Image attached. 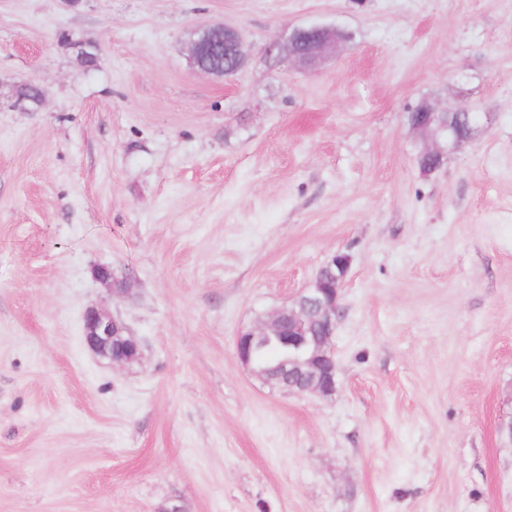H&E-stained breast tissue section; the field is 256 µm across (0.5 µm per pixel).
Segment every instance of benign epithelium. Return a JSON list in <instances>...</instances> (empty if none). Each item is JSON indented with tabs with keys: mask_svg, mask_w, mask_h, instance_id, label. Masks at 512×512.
<instances>
[{
	"mask_svg": "<svg viewBox=\"0 0 512 512\" xmlns=\"http://www.w3.org/2000/svg\"><path fill=\"white\" fill-rule=\"evenodd\" d=\"M223 40L224 62L226 65L216 69L203 65L211 58L216 48V39ZM344 39L341 31L325 25L301 26L293 29L286 48L288 60L303 65L315 66ZM247 48L240 34L222 24H214L202 29L192 41L190 60L193 67L201 72L227 76L237 73L246 62ZM426 119L411 125L412 130L427 133L432 143L426 145L420 158L428 165L431 172L440 168L447 159V154L454 151L463 142L471 138L475 123L466 122L465 129L460 130L452 124L433 126L441 113L434 107L427 106ZM327 264L337 268L332 283L322 288L317 284L299 292L296 299L303 300L318 309L323 335H314V329L297 311L287 307L276 310L268 320L242 331L236 340V355L240 363L251 369L259 378H265L251 358L254 341L276 339L288 346V360L285 372L290 377L302 381L301 392L321 396L331 394L336 388V359L334 335L340 315V297L345 278L350 266V256L344 252L334 253ZM126 327L120 319L112 314L90 309L84 317V335L89 348L100 358L117 365L128 364L139 357L138 341L135 337L123 336Z\"/></svg>",
	"mask_w": 512,
	"mask_h": 512,
	"instance_id": "7a95c632",
	"label": "benign epithelium"
}]
</instances>
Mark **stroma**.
<instances>
[{
    "instance_id": "stroma-1",
    "label": "stroma",
    "mask_w": 512,
    "mask_h": 512,
    "mask_svg": "<svg viewBox=\"0 0 512 512\" xmlns=\"http://www.w3.org/2000/svg\"><path fill=\"white\" fill-rule=\"evenodd\" d=\"M423 103L493 121L425 173ZM338 251L335 392L264 386L239 332ZM510 422L512 0H0V512H512ZM198 33L190 47V60L195 69L207 74L227 76L235 74L243 68L247 58V48L235 29L223 24H214L205 27ZM217 38L223 40L224 54L212 58L211 63L222 67L209 68L203 65V61L211 58L216 48ZM224 62L227 63V66L224 65ZM336 27L325 25L301 26L293 29L286 48L288 60L315 66L345 38ZM126 327L120 319L112 314L89 309L84 317V335L89 348L100 358L112 364L124 365L136 360L139 347L134 336L127 335ZM119 345L129 347V353H117ZM114 348V350H113Z\"/></svg>"
}]
</instances>
